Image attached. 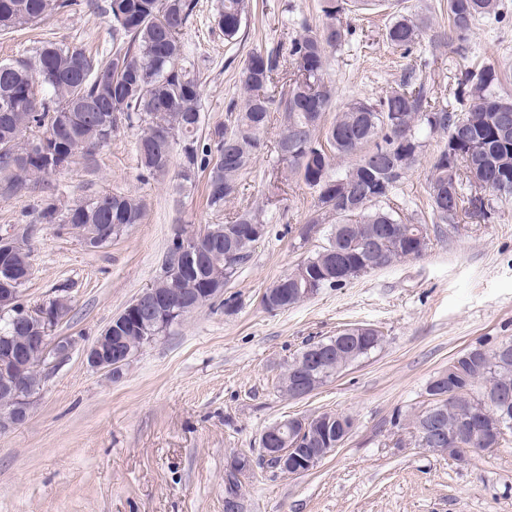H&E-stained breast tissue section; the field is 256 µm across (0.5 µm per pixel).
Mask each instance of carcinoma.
<instances>
[{
	"label": "carcinoma",
	"instance_id": "1",
	"mask_svg": "<svg viewBox=\"0 0 512 512\" xmlns=\"http://www.w3.org/2000/svg\"><path fill=\"white\" fill-rule=\"evenodd\" d=\"M374 5L392 10L386 31L390 44L408 54L419 42L425 21L415 19L390 0H353V6ZM71 6L70 0H0V32L12 33L41 22ZM348 0H322L325 21L302 25L289 49L298 75L281 99V131L269 146L266 131L273 97L265 90L275 85L279 56L254 50L241 71L248 93L234 121L217 125L206 143L198 140L202 124L200 72L186 55L181 34L192 15L195 0H109L112 54L95 59L83 47L49 43L30 60L0 61V182L10 193L34 189L46 177L78 158H88L106 146L120 126L138 130L136 151L140 167L154 176L170 171L175 149H180L176 172L179 187L207 176L209 207L220 210L236 198L241 176L265 153L282 164L317 193V205L300 232L330 225L327 244L306 256V276L280 277L266 290L273 304L286 309L324 288H342L377 269L415 259L428 247L429 226L402 218L389 195L416 163L429 139L448 136V147L434 159L429 181L433 223H453L457 211L446 201H464L463 182L470 174L492 186L501 196H512V124L502 123V110L512 113V100L495 91L499 75L492 66L465 75L458 99H467L465 112L451 114L428 100L423 89L404 77L400 88L375 101H355L338 109L330 125L334 92L325 82L328 53L346 41L350 29L340 21ZM499 0H448L452 32L466 39L473 22L495 15ZM248 0H217L215 23L224 40L237 39L247 18ZM144 204L131 193H101L65 208L56 199L43 200L34 218L21 230L29 244L38 224H64L86 235L112 225V236L142 223ZM263 223L257 209H244L214 236L198 233L207 255L205 265L182 269L159 281L157 287L175 299L187 297L201 308L211 297L204 291L212 270L223 284L237 275L250 257L256 240L247 226ZM391 227L378 256L370 258L366 241ZM356 328L307 341L288 364L280 391L291 396L288 378L302 369L300 357L310 347L332 348L314 373L321 386L347 367L368 357L382 343L353 337ZM447 415L439 420L452 431L470 419L477 429L501 419L511 423L499 437L482 435L481 447H503L512 436V403H489L475 385L512 386V359L494 350L471 349L448 362Z\"/></svg>",
	"mask_w": 512,
	"mask_h": 512
}]
</instances>
